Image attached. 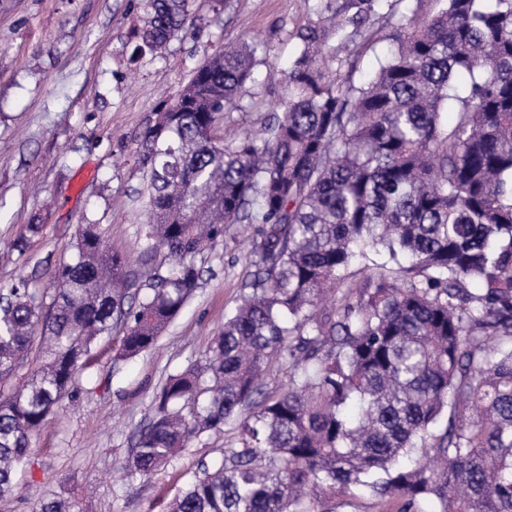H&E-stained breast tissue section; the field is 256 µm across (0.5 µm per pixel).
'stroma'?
Returning <instances> with one entry per match:
<instances>
[{
	"instance_id": "stroma-1",
	"label": "stroma",
	"mask_w": 512,
	"mask_h": 512,
	"mask_svg": "<svg viewBox=\"0 0 512 512\" xmlns=\"http://www.w3.org/2000/svg\"><path fill=\"white\" fill-rule=\"evenodd\" d=\"M319 0H192L196 29L163 52L136 53L147 0H0V289L34 276L45 295L73 252L75 228L99 225L114 250L140 258L147 249L138 145L148 120L170 105L193 72L225 46L256 48L254 80L243 109L225 113L229 135L259 132L280 113L283 74L299 49L297 31ZM413 0L372 26L347 30L343 52L354 79L378 66L388 36ZM29 224L43 231L25 254L10 243ZM254 229L234 226L199 257L203 279L157 345L114 362L117 336L98 340L93 366L54 408L16 471L11 512H35L29 486L59 495L71 512H169L200 460L222 456L235 430L193 440L147 478H127L135 432L153 415V394L167 377L200 362L224 327L251 267Z\"/></svg>"
}]
</instances>
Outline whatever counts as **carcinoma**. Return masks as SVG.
<instances>
[{
  "label": "carcinoma",
  "mask_w": 512,
  "mask_h": 512,
  "mask_svg": "<svg viewBox=\"0 0 512 512\" xmlns=\"http://www.w3.org/2000/svg\"><path fill=\"white\" fill-rule=\"evenodd\" d=\"M137 51L194 27L189 0H149ZM390 0H342L297 32L281 116L260 136L216 134L241 108L255 49L199 67L138 148L142 267L82 224L50 303L0 293V502L53 408L119 327L114 359L151 349L198 287L196 257L256 224L251 280L204 362L167 376L135 433L130 476L233 427L172 512H336L358 487L416 512H512V0H415L371 76L328 79L324 50ZM458 102L448 127L444 107ZM42 225L12 243L23 253ZM388 253L358 285L345 272ZM342 293L322 312L328 288ZM288 370L266 393L262 379Z\"/></svg>",
  "instance_id": "carcinoma-1"
}]
</instances>
